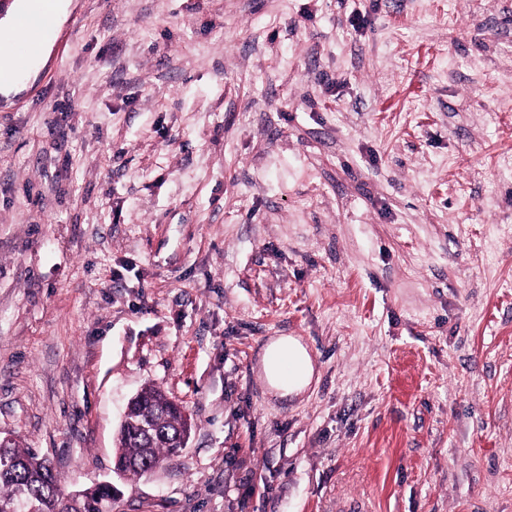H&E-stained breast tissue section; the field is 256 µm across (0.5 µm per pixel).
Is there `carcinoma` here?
<instances>
[{
    "mask_svg": "<svg viewBox=\"0 0 512 512\" xmlns=\"http://www.w3.org/2000/svg\"><path fill=\"white\" fill-rule=\"evenodd\" d=\"M185 420L181 407L155 385L142 388L127 407L118 435L115 468L138 477L159 467L183 448ZM72 512H111L114 492L95 484L64 493L50 462L15 439L0 447V512L27 503L33 512H63L65 497Z\"/></svg>",
    "mask_w": 512,
    "mask_h": 512,
    "instance_id": "cac0c4a2",
    "label": "carcinoma"
}]
</instances>
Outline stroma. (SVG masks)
<instances>
[{"label": "stroma", "instance_id": "obj_1", "mask_svg": "<svg viewBox=\"0 0 512 512\" xmlns=\"http://www.w3.org/2000/svg\"><path fill=\"white\" fill-rule=\"evenodd\" d=\"M0 93V433L112 512H512V0H66ZM297 336L293 399L261 370ZM186 448L117 476L129 399ZM293 371L288 372V363ZM262 370L268 385L281 397L299 395L313 382L315 368L307 346L297 337L272 339L262 355Z\"/></svg>", "mask_w": 512, "mask_h": 512}]
</instances>
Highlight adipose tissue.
I'll return each mask as SVG.
<instances>
[{"instance_id": "obj_1", "label": "adipose tissue", "mask_w": 512, "mask_h": 512, "mask_svg": "<svg viewBox=\"0 0 512 512\" xmlns=\"http://www.w3.org/2000/svg\"><path fill=\"white\" fill-rule=\"evenodd\" d=\"M262 370L268 385L283 397L302 393L315 375L307 346L294 336H280L266 345Z\"/></svg>"}]
</instances>
